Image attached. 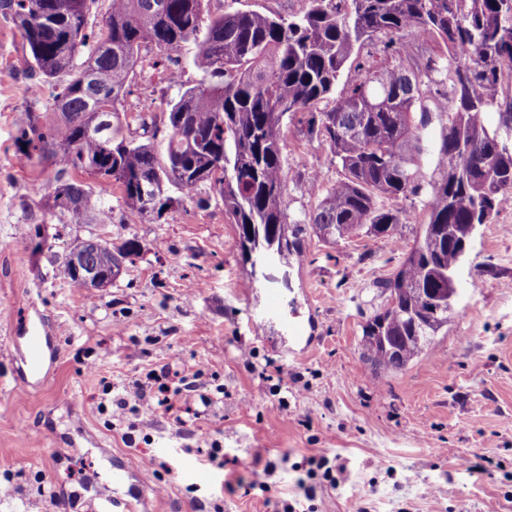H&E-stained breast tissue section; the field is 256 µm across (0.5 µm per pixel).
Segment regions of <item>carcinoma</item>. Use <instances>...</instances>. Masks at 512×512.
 <instances>
[{"mask_svg": "<svg viewBox=\"0 0 512 512\" xmlns=\"http://www.w3.org/2000/svg\"><path fill=\"white\" fill-rule=\"evenodd\" d=\"M0 9L27 47L23 67L54 89L59 121L29 116L16 145L27 160L54 166L38 192L61 223H112V208L76 183L78 174L112 181L130 209L155 221L174 202L170 189L192 198L206 188L237 226L243 253L269 250L286 263L304 227L289 221L283 148L307 112L309 133L343 173L326 188L310 179L322 199L305 223L323 238L393 234L413 213L383 199L424 197L422 232L381 284L391 308L362 326L363 356L399 372L448 324L457 260L448 225L462 233L488 224L512 194L509 0H307L288 17L213 15L206 0H108L97 29L88 18L98 0H0ZM379 36L381 47L361 55ZM190 41L196 52L187 63L200 79L167 103L165 130L140 112L143 138L130 135L118 105L142 49L153 46V66L165 68ZM450 100L459 102L453 111ZM324 101L331 106L319 108ZM435 117L446 125L431 146L424 130ZM427 153L437 178L424 183ZM71 251L115 279L141 248L134 238L114 248L93 233ZM55 264L62 279L84 287L70 260Z\"/></svg>", "mask_w": 512, "mask_h": 512, "instance_id": "1", "label": "carcinoma"}]
</instances>
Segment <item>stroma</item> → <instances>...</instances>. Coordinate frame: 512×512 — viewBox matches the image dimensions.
Wrapping results in <instances>:
<instances>
[{"label": "stroma", "instance_id": "1", "mask_svg": "<svg viewBox=\"0 0 512 512\" xmlns=\"http://www.w3.org/2000/svg\"><path fill=\"white\" fill-rule=\"evenodd\" d=\"M194 50L163 72L155 49H143L121 121L166 119L168 100L198 79L185 62ZM23 54L0 12V512H53L59 501L104 512L120 493L118 462L135 467L132 485L164 488L139 512H512V199L474 238L447 325L395 374L363 358L362 326L385 306L380 285L419 235L416 220L335 242L307 230L288 263L253 264L208 191L152 221L97 183L112 208L110 241L137 239L141 253L111 287L76 288L52 260L92 227L47 214L35 187L53 168L16 150L28 114L51 105ZM284 156L288 212L302 221L319 203L312 173L330 185L341 171L304 132L288 134ZM273 299L280 318L254 330ZM35 317L55 357L22 386L14 346ZM288 320L300 340L289 339ZM164 367L182 383L173 410L132 413V432L101 411L104 390L121 394ZM215 441L220 466L207 459ZM268 463L266 486H255ZM327 468L341 470L339 484Z\"/></svg>", "mask_w": 512, "mask_h": 512}]
</instances>
